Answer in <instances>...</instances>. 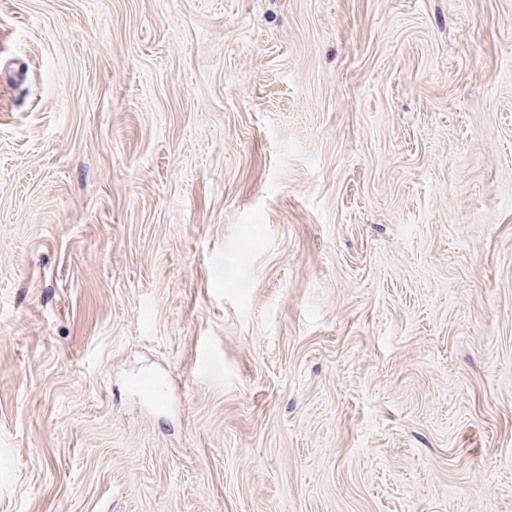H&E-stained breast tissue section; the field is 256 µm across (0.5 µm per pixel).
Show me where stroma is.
Wrapping results in <instances>:
<instances>
[{
  "mask_svg": "<svg viewBox=\"0 0 512 512\" xmlns=\"http://www.w3.org/2000/svg\"><path fill=\"white\" fill-rule=\"evenodd\" d=\"M0 512H512V0H0Z\"/></svg>",
  "mask_w": 512,
  "mask_h": 512,
  "instance_id": "35a3bbf8",
  "label": "stroma"
}]
</instances>
